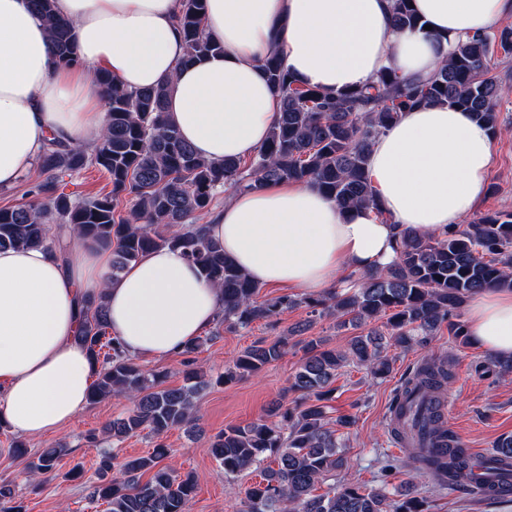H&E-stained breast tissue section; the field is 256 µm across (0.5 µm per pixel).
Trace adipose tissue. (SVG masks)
<instances>
[{
  "instance_id": "obj_1",
  "label": "adipose tissue",
  "mask_w": 512,
  "mask_h": 512,
  "mask_svg": "<svg viewBox=\"0 0 512 512\" xmlns=\"http://www.w3.org/2000/svg\"><path fill=\"white\" fill-rule=\"evenodd\" d=\"M392 0H206L204 25L223 52L183 64L178 0H56L74 28L80 66L59 63L30 0H0V188L14 186L49 141L74 147L106 125L100 75L131 90L172 86L170 119L208 162L244 158L266 141L280 108L263 66L277 56L301 84L335 93L382 72L427 82L451 45L512 17V0H412L421 27L394 24ZM495 139L446 105L402 112L374 141L367 172L386 214L342 211L316 187L271 182L208 215L210 236L259 286L320 292L397 257L400 233L441 236L474 211ZM103 293L109 329L127 356L179 355L211 327L222 293L180 251L159 248L112 273L111 251L0 250V419L40 437L88 404L94 364L79 339L81 298ZM468 334L512 358V291L469 307Z\"/></svg>"
}]
</instances>
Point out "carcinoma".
<instances>
[{
  "label": "carcinoma",
  "instance_id": "obj_1",
  "mask_svg": "<svg viewBox=\"0 0 512 512\" xmlns=\"http://www.w3.org/2000/svg\"><path fill=\"white\" fill-rule=\"evenodd\" d=\"M204 2L180 0L177 22L185 62L224 50L206 31ZM33 5L48 27L59 62L80 65L73 26L57 16L54 0H33ZM392 10L397 28L419 24L410 0H393ZM496 52L512 55L511 28L458 41L426 83H407L383 72L365 86L334 96L297 84L281 61L271 57L265 71L280 98V110L267 140L249 159L218 164L199 160L169 121V82L130 91L103 74V137L71 149L48 145L37 162L38 180L32 189L36 200L0 207V249L41 247L53 252L50 231L56 224L73 229L87 246L111 250L114 276L154 249H178L223 290L217 330L247 328L302 303L310 313L334 316L338 325L354 329L383 320V329L352 337L344 349L329 348L321 338L305 342L290 385L300 397L288 404L272 403L267 416L247 426L225 427L213 437L211 454L230 481L248 470L260 472V481L244 489L240 512H428V496L411 488L393 499L383 489L336 479L348 462L336 431L328 427L330 384L350 365L365 368L374 379L387 377L392 372L390 349L426 346L445 323L455 346H468L466 325L459 319L463 304L487 289L512 290V213L485 214L473 224L456 225L443 237L404 230L397 259L387 268L365 273L356 285L333 289L322 298L300 299L288 294L260 298V287L224 256V247L196 219L212 212L221 189L246 191L268 181L309 183L343 209L367 206L384 217L367 175L376 137L405 109L429 103L461 108L497 132L496 107L506 89L487 65ZM89 167L108 173L111 191L90 198L66 193L65 178ZM80 339L98 365L89 400H134L133 408L110 424L112 437L147 429L160 439L172 429L196 427L194 397L207 381L194 368V354L206 339L200 337L183 350L187 370L180 387L163 386L165 374L142 367L124 353L109 331L100 293L83 299ZM287 348L286 336L260 340L235 356L217 382L226 385L256 376ZM478 368L488 375L511 374L512 359L491 357ZM452 379L448 357L423 359L394 395L387 432L396 443L419 441L409 466L428 478L432 491L450 488L477 502L503 503L497 482L503 464L512 467V435L498 438L484 462L487 479L474 483L476 462L440 409ZM62 452L61 445L45 449L33 471L53 475ZM167 455L160 441L147 456L124 461L103 456L87 497L106 505V512H187L196 481L164 464ZM329 480L327 490L316 493ZM0 512H26L7 483L0 484Z\"/></svg>",
  "mask_w": 512,
  "mask_h": 512
}]
</instances>
